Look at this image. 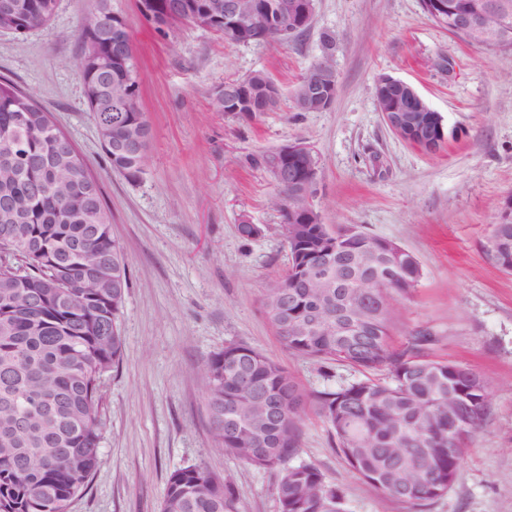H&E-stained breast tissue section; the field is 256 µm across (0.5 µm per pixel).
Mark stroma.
Segmentation results:
<instances>
[{
  "label": "stroma",
  "mask_w": 512,
  "mask_h": 512,
  "mask_svg": "<svg viewBox=\"0 0 512 512\" xmlns=\"http://www.w3.org/2000/svg\"><path fill=\"white\" fill-rule=\"evenodd\" d=\"M89 8L90 0H60L47 29L21 41L0 32V76L31 93L84 156L128 264L124 357L101 388L103 462L69 512H160L169 474L191 465L232 483L239 512H278L275 474L218 449L209 432L204 366L228 344L279 361L310 400L361 379L355 367L291 354L261 308L290 254L270 204L275 181L259 158L297 141L318 159L322 223L392 240L420 264L417 288L394 303V348L429 332L430 358L489 379L492 415L467 440L448 493L420 505L355 477L311 403L294 464L315 465L339 485L345 512H512V275L482 249L512 194V52L468 45L420 0H316L305 35L250 45L189 23L163 34L137 0H112L133 39L152 130L143 172L130 181L109 168L75 68ZM326 57L338 78L333 104L293 111L292 86ZM256 71L279 85L278 110L253 120L218 111L224 80ZM383 75L412 84L441 114L439 152L384 123L374 96ZM245 221L258 236L241 237Z\"/></svg>",
  "instance_id": "35a3bbf8"
}]
</instances>
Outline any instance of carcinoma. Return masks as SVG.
<instances>
[{"mask_svg":"<svg viewBox=\"0 0 512 512\" xmlns=\"http://www.w3.org/2000/svg\"><path fill=\"white\" fill-rule=\"evenodd\" d=\"M145 18L163 32L189 21L203 0H153ZM496 7L512 30V0H457ZM58 0H0V32L22 38L43 30L56 14ZM112 0H93L83 17L79 38L84 51L77 62L82 84L103 87L101 106L110 108L112 81L126 77L140 87L133 48L115 45L112 30L92 31ZM265 15L257 12L249 33L234 30L219 15L212 29L241 44L262 34ZM113 60L105 71L90 70V57ZM110 169L129 179L142 172L141 156L112 149L102 131V112L87 104ZM26 126L17 127L18 116ZM22 131L18 155H0V512H68L71 501L101 463L103 422L99 411L104 375L123 357L120 320L128 268L124 249L112 237V214L85 159L57 130L31 96L0 77V137ZM117 134L148 146L146 113H132ZM512 239L511 224H495L487 238V258L512 273V252L493 249L492 237ZM345 251L374 255L383 238L338 229ZM293 265L265 289L264 313L293 354L322 363H345L365 372L386 371L388 380L367 377L316 396V410L326 421L336 452L349 470L388 499L420 504L443 497L457 481L467 437L491 415L490 382L482 374L425 354L427 335L411 346L390 345L392 318L386 306L394 296L415 288L418 262L404 255L388 288L392 268L371 262L340 288H297L283 307L281 291L294 285L299 268L316 260L323 235L315 219L296 224L285 240ZM112 262L122 279L117 292L91 287L96 263ZM370 277L378 288H363ZM323 302L354 325L353 335H336V324L311 325ZM208 423L224 419L241 425L237 438L209 427L218 447L241 461L277 474L279 512H344L341 488L314 465H288L299 450V420L304 397L293 377L273 358L246 343H231L205 363ZM247 376L282 407L268 422L251 401L241 377ZM53 397L49 408L26 402L32 394ZM456 401L472 422L448 452V402ZM233 487L205 470L188 466L167 480L161 512H239Z\"/></svg>","mask_w":512,"mask_h":512,"instance_id":"1","label":"carcinoma"}]
</instances>
